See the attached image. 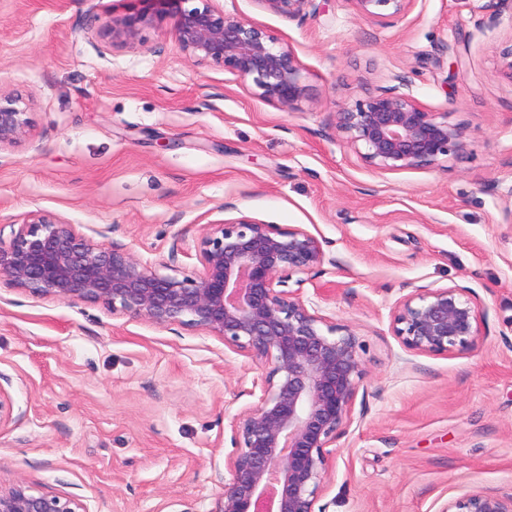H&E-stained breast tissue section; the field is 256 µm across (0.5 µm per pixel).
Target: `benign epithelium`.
Returning a JSON list of instances; mask_svg holds the SVG:
<instances>
[{"mask_svg":"<svg viewBox=\"0 0 512 512\" xmlns=\"http://www.w3.org/2000/svg\"><path fill=\"white\" fill-rule=\"evenodd\" d=\"M131 15L104 21L113 45H132L140 28L171 22L180 51L198 66L219 64L254 95L296 109L306 85L294 52L268 30L214 5V0H137ZM290 18L317 10L316 0H256ZM373 19L404 14L411 0H349ZM399 85L383 88L336 113V128L368 166L383 172L439 164L465 153L466 128L432 112ZM29 105L0 89V149L30 136ZM201 268L182 278L160 275L129 253L107 249L64 219L33 211L12 244L0 246V282L63 302L98 300L133 320L182 325L224 339L263 367L257 401L231 422L237 448L230 479L213 512H315L329 469L328 447L353 422L364 370L347 325L308 308L302 275L324 263L319 240L301 227L281 228L241 217L214 222L197 244ZM298 279H293V276ZM295 280L297 288L287 287ZM393 335L410 353L472 351L481 308L464 287L417 288L391 309ZM0 373V429L17 422ZM0 512H85L81 502L17 484L0 488ZM439 512H512V493L468 494Z\"/></svg>","mask_w":512,"mask_h":512,"instance_id":"obj_1","label":"benign epithelium"}]
</instances>
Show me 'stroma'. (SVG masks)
<instances>
[{"instance_id":"35a3bbf8","label":"stroma","mask_w":512,"mask_h":512,"mask_svg":"<svg viewBox=\"0 0 512 512\" xmlns=\"http://www.w3.org/2000/svg\"><path fill=\"white\" fill-rule=\"evenodd\" d=\"M214 4L292 48L307 87L296 110L195 65L170 21L110 45L100 18L135 0H0V89L33 101L30 137L0 150V245L41 210L180 276L210 222L304 228L325 253L305 295L354 330L365 370L319 507L440 512L511 493L512 0H412L382 20L349 0H317L302 19ZM400 76L467 129V154L379 173L348 147L335 112ZM454 285L481 301L474 350L405 352L394 304ZM0 372L22 416L0 430L1 487L74 496L85 512H212L230 423L262 369L200 330L1 286Z\"/></svg>"}]
</instances>
